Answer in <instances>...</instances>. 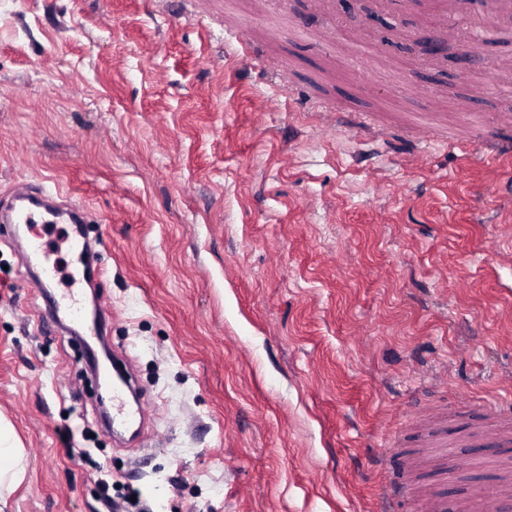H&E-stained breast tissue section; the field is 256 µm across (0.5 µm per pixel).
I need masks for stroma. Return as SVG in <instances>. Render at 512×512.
Returning <instances> with one entry per match:
<instances>
[{
	"label": "stroma",
	"mask_w": 512,
	"mask_h": 512,
	"mask_svg": "<svg viewBox=\"0 0 512 512\" xmlns=\"http://www.w3.org/2000/svg\"><path fill=\"white\" fill-rule=\"evenodd\" d=\"M0 0V200L58 190L100 240L79 311L45 314L24 248L74 271L67 230L0 223V417L26 451L7 512H379L415 404L512 382V98L467 82L455 42L419 65L414 0ZM247 27L256 57L226 31ZM378 50L351 66L350 33ZM305 90L292 97L289 87ZM369 112L384 139L324 132L308 96ZM279 107H272V99ZM442 138L423 148L418 112ZM141 394L140 446L81 372L88 299ZM495 447L434 449L415 491L463 499Z\"/></svg>",
	"instance_id": "obj_1"
}]
</instances>
